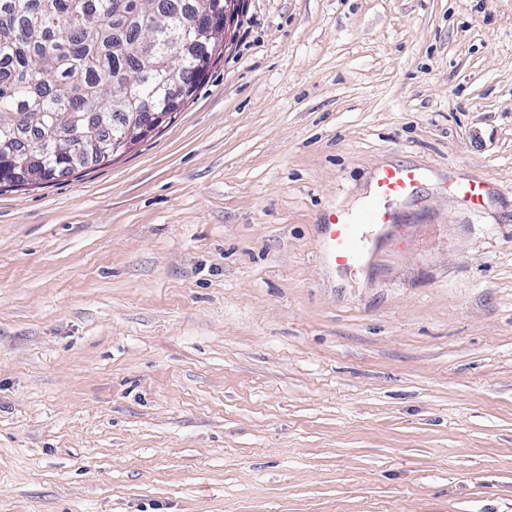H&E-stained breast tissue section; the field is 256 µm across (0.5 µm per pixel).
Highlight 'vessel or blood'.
I'll return each mask as SVG.
<instances>
[{"label": "vessel or blood", "instance_id": "obj_1", "mask_svg": "<svg viewBox=\"0 0 512 512\" xmlns=\"http://www.w3.org/2000/svg\"><path fill=\"white\" fill-rule=\"evenodd\" d=\"M419 180L416 169L408 167H385L373 180L371 192L356 218H348L342 211H335L329 221L328 249L335 261L342 265L360 263L367 259L372 246L362 240L359 226L368 225L377 230H386L395 221L388 203L411 196Z\"/></svg>", "mask_w": 512, "mask_h": 512}]
</instances>
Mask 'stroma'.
Wrapping results in <instances>:
<instances>
[{
  "mask_svg": "<svg viewBox=\"0 0 512 512\" xmlns=\"http://www.w3.org/2000/svg\"><path fill=\"white\" fill-rule=\"evenodd\" d=\"M231 33L131 151L0 192V512H512V0ZM418 180L419 174L416 169L382 168L375 174L371 192L355 218H348L340 209L333 213L327 224L329 232L326 241L331 255L338 264L360 263L367 259L374 245L362 240L357 225H369L379 231L386 230L395 222L394 213L386 202L403 200L411 196Z\"/></svg>",
  "mask_w": 512,
  "mask_h": 512,
  "instance_id": "obj_1",
  "label": "stroma"
}]
</instances>
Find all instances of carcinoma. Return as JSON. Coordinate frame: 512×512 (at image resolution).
Returning <instances> with one entry per match:
<instances>
[{
    "label": "carcinoma",
    "mask_w": 512,
    "mask_h": 512,
    "mask_svg": "<svg viewBox=\"0 0 512 512\" xmlns=\"http://www.w3.org/2000/svg\"><path fill=\"white\" fill-rule=\"evenodd\" d=\"M223 11V0H0V186L22 188L11 173L27 149L46 177L112 159L130 101L171 111V76L190 98L202 54L224 44ZM92 128L79 159L71 140Z\"/></svg>",
    "instance_id": "cac0c4a2"
}]
</instances>
